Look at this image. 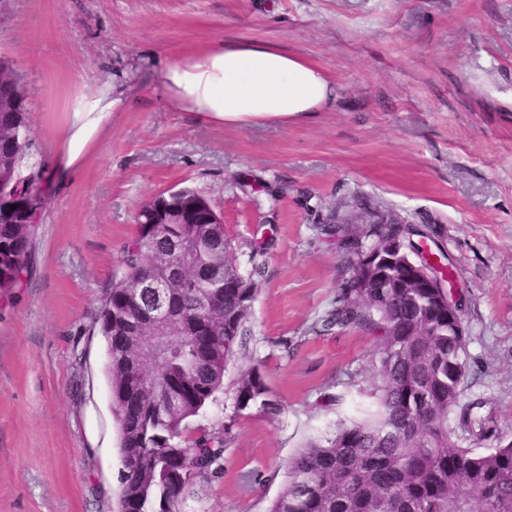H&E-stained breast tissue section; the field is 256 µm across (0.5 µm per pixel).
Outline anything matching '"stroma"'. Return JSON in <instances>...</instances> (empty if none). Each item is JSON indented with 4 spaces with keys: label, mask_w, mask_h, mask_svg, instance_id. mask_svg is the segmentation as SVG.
Wrapping results in <instances>:
<instances>
[{
    "label": "stroma",
    "mask_w": 512,
    "mask_h": 512,
    "mask_svg": "<svg viewBox=\"0 0 512 512\" xmlns=\"http://www.w3.org/2000/svg\"><path fill=\"white\" fill-rule=\"evenodd\" d=\"M220 41L302 56L334 104L250 128L173 111L163 63ZM0 59L27 91L25 162L46 202L25 286L0 300V512H115L97 310L139 207L172 188L212 203L258 286L224 389L195 419L223 430L224 474L182 512H267L294 451L372 405L376 335L321 326L345 271L321 228L355 197L435 230L463 286L465 396L488 419L485 440L462 443L512 440V0H0ZM105 82L110 131L54 176L67 113ZM252 364L279 413L237 409Z\"/></svg>",
    "instance_id": "stroma-1"
}]
</instances>
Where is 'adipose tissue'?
<instances>
[{
    "mask_svg": "<svg viewBox=\"0 0 512 512\" xmlns=\"http://www.w3.org/2000/svg\"><path fill=\"white\" fill-rule=\"evenodd\" d=\"M161 81L169 105L199 121L246 128L315 116L336 97L327 73L307 60L268 44L217 43L168 60ZM112 126V90L81 95L69 112L53 156V167L70 172L101 144Z\"/></svg>",
    "mask_w": 512,
    "mask_h": 512,
    "instance_id": "obj_1",
    "label": "adipose tissue"
}]
</instances>
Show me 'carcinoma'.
<instances>
[{"label": "carcinoma", "instance_id": "1", "mask_svg": "<svg viewBox=\"0 0 512 512\" xmlns=\"http://www.w3.org/2000/svg\"><path fill=\"white\" fill-rule=\"evenodd\" d=\"M0 177L25 184L22 174L27 113L0 112ZM0 210V293L23 287L36 224L26 200ZM398 254L382 266L399 279L432 235L407 224ZM123 272L101 304L98 323L107 342L105 375L112 397L124 472L117 512H182L201 482L224 473V433L192 420L216 399L235 345L249 332L257 292L244 282L224 244L222 224H139L121 254ZM191 283L169 289L173 320L159 329L136 317L128 285L140 273L161 276L171 266ZM379 332L376 409L339 422L327 437L310 439L288 461L286 482L268 512H512V441L483 453L464 448L451 426L485 420L463 403L465 337L448 335V297L440 288H340L322 326ZM164 332L160 361L141 356V341ZM176 386L182 403L163 405ZM278 407L259 368L238 379L237 407Z\"/></svg>", "mask_w": 512, "mask_h": 512}]
</instances>
